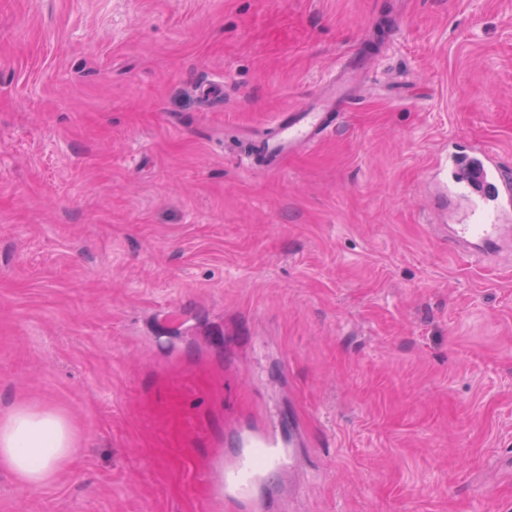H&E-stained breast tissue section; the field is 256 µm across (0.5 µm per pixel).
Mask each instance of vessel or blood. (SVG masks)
Returning a JSON list of instances; mask_svg holds the SVG:
<instances>
[{
    "mask_svg": "<svg viewBox=\"0 0 512 512\" xmlns=\"http://www.w3.org/2000/svg\"><path fill=\"white\" fill-rule=\"evenodd\" d=\"M359 65L342 62L333 78L321 88L316 102L281 113L272 135L260 141L261 153L282 157L321 140L337 113L351 105L350 89L357 81ZM450 188L470 201L465 223L456 225L453 239L489 241L501 232L503 218L512 213V172L505 170L493 153L456 151L442 170ZM280 441L255 433L240 438L236 452L218 466L215 492L233 512H244L253 489L284 463Z\"/></svg>",
    "mask_w": 512,
    "mask_h": 512,
    "instance_id": "1",
    "label": "vessel or blood"
}]
</instances>
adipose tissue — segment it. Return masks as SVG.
<instances>
[{"label":"adipose tissue","instance_id":"1","mask_svg":"<svg viewBox=\"0 0 512 512\" xmlns=\"http://www.w3.org/2000/svg\"><path fill=\"white\" fill-rule=\"evenodd\" d=\"M75 451L68 422L54 411L18 406L0 417V469L23 486L52 484Z\"/></svg>","mask_w":512,"mask_h":512}]
</instances>
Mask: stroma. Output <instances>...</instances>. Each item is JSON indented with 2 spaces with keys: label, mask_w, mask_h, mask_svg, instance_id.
I'll list each match as a JSON object with an SVG mask.
<instances>
[{
  "label": "stroma",
  "mask_w": 512,
  "mask_h": 512,
  "mask_svg": "<svg viewBox=\"0 0 512 512\" xmlns=\"http://www.w3.org/2000/svg\"><path fill=\"white\" fill-rule=\"evenodd\" d=\"M370 56L317 145L251 139ZM512 170V0H0V416L63 414L0 512H512V248L449 246L439 167ZM280 442L262 433L238 440V450L216 470L214 490L224 497V509L245 511L253 489L283 465L286 454Z\"/></svg>",
  "instance_id": "35a3bbf8"
}]
</instances>
